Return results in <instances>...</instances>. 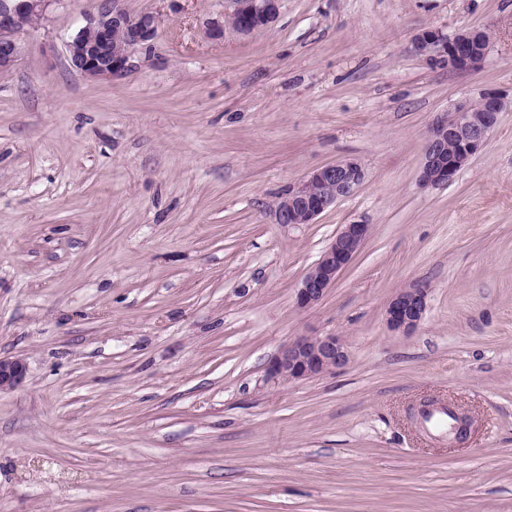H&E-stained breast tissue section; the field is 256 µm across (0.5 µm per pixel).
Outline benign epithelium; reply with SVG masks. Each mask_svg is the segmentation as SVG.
I'll return each mask as SVG.
<instances>
[{"mask_svg":"<svg viewBox=\"0 0 512 512\" xmlns=\"http://www.w3.org/2000/svg\"><path fill=\"white\" fill-rule=\"evenodd\" d=\"M57 0H0V70L14 65L20 53L16 35L42 18ZM280 0H224V17H242L237 32L248 35L271 26L278 18ZM159 18L152 12L132 15L120 0H98L95 12L67 43L70 64L83 75L113 80L131 68L139 49L155 39ZM416 47L421 52L439 51L448 67L466 71L485 60L489 39L484 29H467L447 38L435 31L423 33ZM512 107L495 92L459 102L432 124L423 154L419 182L424 187H442L487 145L501 113ZM366 178L362 164L345 159L311 171L275 208L281 224H314L339 201L358 192ZM371 231L369 224H345L318 260L301 279L297 304L312 307L324 298L337 277L359 253ZM429 285L416 282L397 291L385 308V321L393 330L408 333L422 321L428 307ZM349 362L343 337L334 333L304 336L283 346L272 359L267 374L288 382L334 374ZM26 376L19 357H0V393L18 387Z\"/></svg>","mask_w":512,"mask_h":512,"instance_id":"obj_1","label":"benign epithelium"}]
</instances>
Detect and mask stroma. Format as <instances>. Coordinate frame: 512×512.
Masks as SVG:
<instances>
[{
  "mask_svg": "<svg viewBox=\"0 0 512 512\" xmlns=\"http://www.w3.org/2000/svg\"><path fill=\"white\" fill-rule=\"evenodd\" d=\"M160 17L110 82L66 44L97 0H55L0 72V512H512V109L443 187L438 113L512 98V0H282L225 29L224 0H123ZM484 28L482 66L415 49ZM353 158L361 189L313 224L277 199ZM369 238L316 306L296 289L342 225ZM423 281V321L388 301ZM350 362L270 378L301 336ZM454 404L448 445L413 407ZM280 0H225L224 18L240 15L236 32L248 35L256 29L271 26L278 18ZM429 286L416 282L397 291L385 308V321L393 330L408 333L422 321L428 307ZM26 364L19 357H0V393L18 387L26 376Z\"/></svg>",
  "mask_w": 512,
  "mask_h": 512,
  "instance_id": "1",
  "label": "stroma"
}]
</instances>
